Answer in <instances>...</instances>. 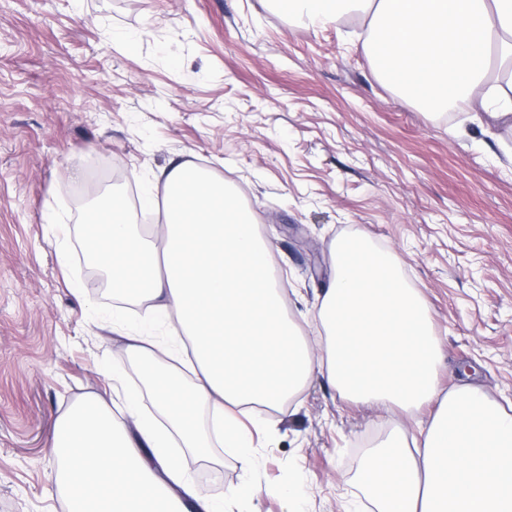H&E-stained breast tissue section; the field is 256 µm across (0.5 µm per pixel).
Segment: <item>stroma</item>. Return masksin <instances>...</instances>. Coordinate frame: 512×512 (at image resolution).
Listing matches in <instances>:
<instances>
[{
    "instance_id": "35a3bbf8",
    "label": "stroma",
    "mask_w": 512,
    "mask_h": 512,
    "mask_svg": "<svg viewBox=\"0 0 512 512\" xmlns=\"http://www.w3.org/2000/svg\"><path fill=\"white\" fill-rule=\"evenodd\" d=\"M364 25L312 29L274 0H0V512H65L48 440L108 392L114 309L128 324L144 310L85 284L87 210L70 192L101 160L138 187L178 162L223 180L306 337L332 243L366 235L428 304L441 387L512 404V129L403 97ZM431 414L353 403L317 373L258 410L251 462L217 446L182 452L183 469L232 512H288L269 486L293 488L300 512H358L366 447Z\"/></svg>"
}]
</instances>
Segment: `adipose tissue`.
Masks as SVG:
<instances>
[{
	"instance_id": "1",
	"label": "adipose tissue",
	"mask_w": 512,
	"mask_h": 512,
	"mask_svg": "<svg viewBox=\"0 0 512 512\" xmlns=\"http://www.w3.org/2000/svg\"><path fill=\"white\" fill-rule=\"evenodd\" d=\"M288 11L310 27L367 18L368 44L385 50L376 69L399 92L439 115L468 111L487 132L512 127V0H288ZM141 204L165 207L155 233L132 224L120 198L97 204L87 224L94 257L114 294L145 303V326L166 318L189 344L196 377L160 362L168 348L145 326L123 332L124 352L157 388L156 414L126 391L123 418L97 395L61 416L50 450L75 512H190L172 450L209 457L212 436L194 414L209 410L250 458L239 407L283 405L315 370L356 403L438 405L418 439L396 428L364 454L372 512H512V412L475 386L441 392L430 312L392 253L363 236L334 242L314 349L282 308L270 247L223 181L180 162L155 176Z\"/></svg>"
}]
</instances>
